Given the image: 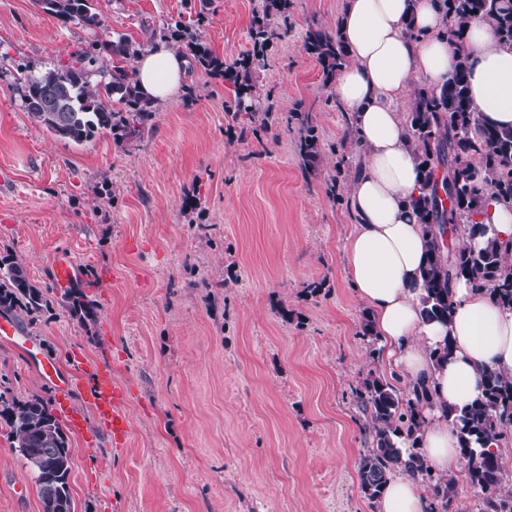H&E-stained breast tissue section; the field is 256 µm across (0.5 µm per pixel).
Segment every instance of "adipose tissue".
<instances>
[{"label": "adipose tissue", "mask_w": 512, "mask_h": 512, "mask_svg": "<svg viewBox=\"0 0 512 512\" xmlns=\"http://www.w3.org/2000/svg\"><path fill=\"white\" fill-rule=\"evenodd\" d=\"M420 31L410 38L406 23ZM447 24L438 0H345L339 18L349 63L336 80V100L354 116L365 154L348 190L355 229L343 245L346 275L368 306L372 339L388 368L425 387L434 407L422 410V451L441 475H460L458 432L441 410L463 406L482 390V372L512 378V308L465 280L451 284L450 324L421 315L423 269L431 242L409 204L419 192L420 172L408 145L406 109L414 83L440 88L447 80L456 45L443 37ZM470 51L469 94L479 118L512 126V48L503 45L491 21L477 16L463 31ZM191 62L175 47L159 43L141 53L133 78L143 100L173 97L186 83ZM450 356H442L445 341ZM419 477L391 476L380 512H427Z\"/></svg>", "instance_id": "ef3b65f1"}]
</instances>
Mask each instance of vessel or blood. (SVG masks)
I'll list each match as a JSON object with an SVG mask.
<instances>
[{
	"label": "vessel or blood",
	"instance_id": "b4317fda",
	"mask_svg": "<svg viewBox=\"0 0 512 512\" xmlns=\"http://www.w3.org/2000/svg\"><path fill=\"white\" fill-rule=\"evenodd\" d=\"M0 337L10 341L40 377L54 388L60 404H67L70 395L79 390V376L63 371L55 360L44 354L33 352L31 339L25 338L10 317L0 316ZM84 371L92 378L87 396L100 427L114 441H122L128 433L129 423L121 410L124 393L112 375L111 366L94 362L86 364Z\"/></svg>",
	"mask_w": 512,
	"mask_h": 512
}]
</instances>
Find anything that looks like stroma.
Segmentation results:
<instances>
[{"label": "stroma", "instance_id": "35a3bbf8", "mask_svg": "<svg viewBox=\"0 0 512 512\" xmlns=\"http://www.w3.org/2000/svg\"><path fill=\"white\" fill-rule=\"evenodd\" d=\"M102 25L62 23L37 0H0V259H22L49 304L27 332L79 373L110 363L130 427L113 447L81 394L68 431L74 512H378L361 492L369 446L355 392L376 376L409 395L362 334L368 309L345 276L354 218L323 190L358 155L344 114L302 49L335 29L343 0H293L287 34L253 69L270 129L238 111L233 86L192 65L187 89L154 106L133 138L74 145L34 123L15 88L93 41L159 42L164 24L196 32L225 60L252 49L263 0H93ZM308 113L324 151L304 176L290 112ZM79 269L65 288L52 258ZM209 279L210 289L199 288ZM319 292H310L311 283ZM78 290L93 320L70 309ZM0 392H54L0 342ZM0 512H43L34 475L0 423Z\"/></svg>", "mask_w": 512, "mask_h": 512}]
</instances>
